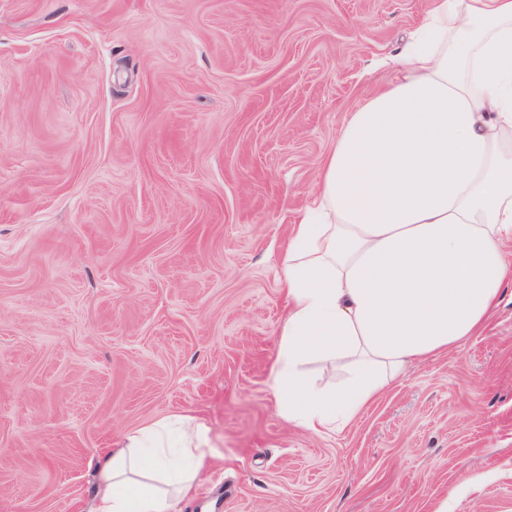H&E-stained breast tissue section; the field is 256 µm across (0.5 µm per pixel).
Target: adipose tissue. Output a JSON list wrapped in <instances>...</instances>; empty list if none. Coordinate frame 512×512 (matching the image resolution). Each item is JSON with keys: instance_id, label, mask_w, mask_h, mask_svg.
<instances>
[{"instance_id": "adipose-tissue-1", "label": "adipose tissue", "mask_w": 512, "mask_h": 512, "mask_svg": "<svg viewBox=\"0 0 512 512\" xmlns=\"http://www.w3.org/2000/svg\"><path fill=\"white\" fill-rule=\"evenodd\" d=\"M388 64L281 259L271 385L284 419L316 434L351 428L410 365L478 335L512 287V0H434ZM209 448L188 416L124 434L97 463L92 512H175Z\"/></svg>"}]
</instances>
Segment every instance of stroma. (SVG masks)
Masks as SVG:
<instances>
[{"mask_svg": "<svg viewBox=\"0 0 512 512\" xmlns=\"http://www.w3.org/2000/svg\"><path fill=\"white\" fill-rule=\"evenodd\" d=\"M430 0H0V512H90L170 415L178 512H512V302L340 434L270 387L278 260ZM210 448L209 429L170 416L120 437L97 463L91 512H176L193 489Z\"/></svg>", "mask_w": 512, "mask_h": 512, "instance_id": "stroma-1", "label": "stroma"}]
</instances>
